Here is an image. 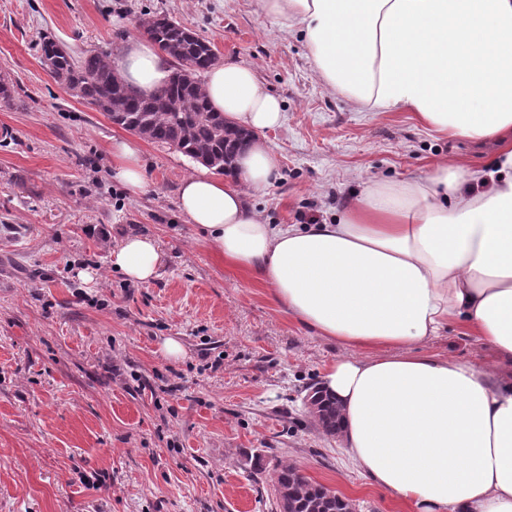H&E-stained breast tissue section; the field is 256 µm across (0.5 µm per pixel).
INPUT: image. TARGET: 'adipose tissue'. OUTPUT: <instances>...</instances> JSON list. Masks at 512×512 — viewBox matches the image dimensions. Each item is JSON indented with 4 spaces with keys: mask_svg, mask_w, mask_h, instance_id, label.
Returning a JSON list of instances; mask_svg holds the SVG:
<instances>
[{
    "mask_svg": "<svg viewBox=\"0 0 512 512\" xmlns=\"http://www.w3.org/2000/svg\"><path fill=\"white\" fill-rule=\"evenodd\" d=\"M261 3L302 33L321 83L357 109L413 113L436 134L493 146L492 158L481 168L444 159L425 177L365 187L331 223L267 224L246 196L277 170L263 134L282 107L228 59L204 88L251 139L233 174L185 178L178 206L318 336L379 349L332 360L316 385L339 407L337 439L373 486L412 512H512V0ZM115 72L149 93L172 69L132 39ZM111 151L117 177L140 193L139 141L113 140ZM110 263L148 284L163 253L154 237L129 234ZM451 326L492 347L497 365L427 353Z\"/></svg>",
    "mask_w": 512,
    "mask_h": 512,
    "instance_id": "adipose-tissue-1",
    "label": "adipose tissue"
}]
</instances>
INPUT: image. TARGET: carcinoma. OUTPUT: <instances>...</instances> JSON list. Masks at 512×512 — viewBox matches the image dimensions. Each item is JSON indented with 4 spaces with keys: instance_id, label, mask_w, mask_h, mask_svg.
Returning <instances> with one entry per match:
<instances>
[{
    "instance_id": "obj_1",
    "label": "carcinoma",
    "mask_w": 512,
    "mask_h": 512,
    "mask_svg": "<svg viewBox=\"0 0 512 512\" xmlns=\"http://www.w3.org/2000/svg\"><path fill=\"white\" fill-rule=\"evenodd\" d=\"M146 33L174 62L168 83L149 95L124 83L102 53L76 59L45 37L42 58L57 81L112 123L226 173L249 133L227 125L224 113L214 110L207 99L200 76L216 64L217 54L196 32L165 15L154 17ZM312 399L318 405L317 424L327 434L336 432V405L321 395ZM273 484L274 491L288 492L289 512H354L351 501L311 482L294 465H279Z\"/></svg>"
}]
</instances>
